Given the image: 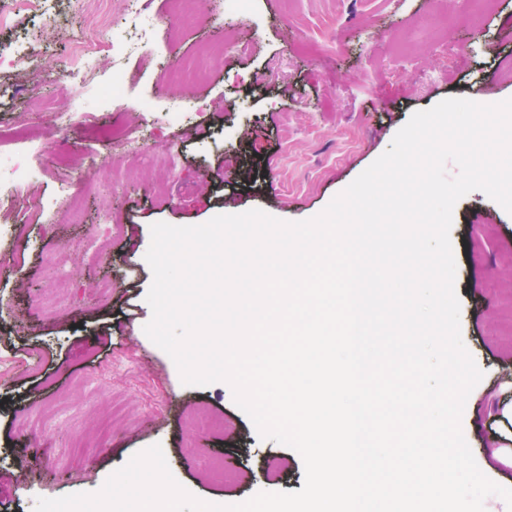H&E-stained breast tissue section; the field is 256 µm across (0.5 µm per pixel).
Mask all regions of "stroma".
<instances>
[{"mask_svg": "<svg viewBox=\"0 0 512 512\" xmlns=\"http://www.w3.org/2000/svg\"><path fill=\"white\" fill-rule=\"evenodd\" d=\"M92 27L106 33L101 62L76 89ZM136 31L149 53L130 61L137 78L116 96L112 54ZM21 44L36 48L23 71L8 59ZM445 48L456 52L448 67ZM509 60L512 0H488L482 14L469 0H221L216 14L190 0L183 15L167 0H0V154L23 150L18 127L41 143L32 181L0 191V512L97 492L157 443L175 480L210 503L301 490V456L260 438L229 384L184 385L145 334L150 227L253 208L313 218L413 112L512 98ZM188 99L205 111H183ZM60 112L76 118L62 124ZM170 147L174 168L162 161ZM28 194L40 211L24 212ZM111 219V249L88 262ZM451 241L462 339L484 373L461 427L480 470L512 488V462L488 447L512 435L501 412L512 405V214L472 191L454 206ZM199 404L223 430L186 426ZM203 448L238 473L234 485L202 479Z\"/></svg>", "mask_w": 512, "mask_h": 512, "instance_id": "1", "label": "stroma"}]
</instances>
